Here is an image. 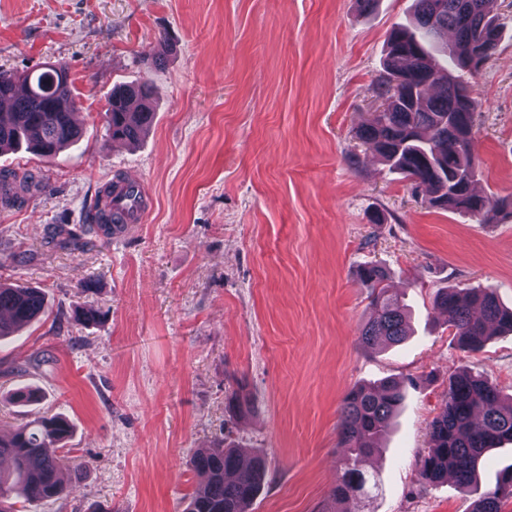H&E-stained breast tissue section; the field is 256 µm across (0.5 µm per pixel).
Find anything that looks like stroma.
Instances as JSON below:
<instances>
[{
    "instance_id": "1",
    "label": "stroma",
    "mask_w": 512,
    "mask_h": 512,
    "mask_svg": "<svg viewBox=\"0 0 512 512\" xmlns=\"http://www.w3.org/2000/svg\"><path fill=\"white\" fill-rule=\"evenodd\" d=\"M412 0H0V70L67 65L82 138L52 161L20 150L0 171L35 174L0 200V280L42 288L48 316L0 342V432L46 414L73 427L67 495L24 512H184L202 448L264 456L253 512H325L343 455L345 393L386 377L404 404L364 471L375 497L351 512H471L473 493L423 485L416 460L448 393L473 369L512 394V333L457 349L437 289L493 285L512 307V218L481 224L427 207L356 136L378 100L390 30ZM478 73L476 187L512 194V0ZM168 39L160 64L146 54ZM149 84L154 123L110 140L112 89ZM136 175L142 223H91L104 185ZM410 312L399 345L362 348L367 263ZM93 308L97 324L74 321ZM246 385L250 409L225 400ZM35 403L11 404L15 390Z\"/></svg>"
}]
</instances>
